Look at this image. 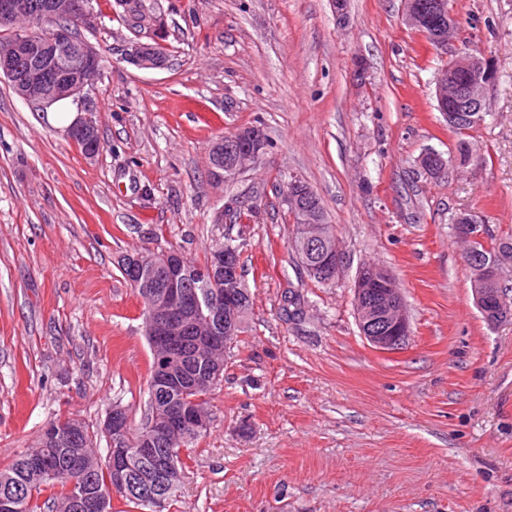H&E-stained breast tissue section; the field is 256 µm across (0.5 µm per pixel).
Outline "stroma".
Instances as JSON below:
<instances>
[{
	"instance_id": "1",
	"label": "stroma",
	"mask_w": 512,
	"mask_h": 512,
	"mask_svg": "<svg viewBox=\"0 0 512 512\" xmlns=\"http://www.w3.org/2000/svg\"><path fill=\"white\" fill-rule=\"evenodd\" d=\"M112 3L82 31L103 68L65 103L92 105L95 159L0 77V470L59 414L97 427L118 405L145 424L152 355L119 263L200 261L229 237L253 306L170 512H512V318L484 321L451 224L469 212L512 238V0H451L493 80L478 161L442 179L418 158L457 145L434 95L447 58L404 0H348L342 23L331 0H160L157 71L125 61ZM251 125L264 153L212 184V144ZM283 173L325 205L345 252L332 284L291 253ZM238 199L252 216L227 219ZM365 263L405 301L398 352L360 332Z\"/></svg>"
}]
</instances>
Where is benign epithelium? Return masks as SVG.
<instances>
[{
    "label": "benign epithelium",
    "instance_id": "7a95c632",
    "mask_svg": "<svg viewBox=\"0 0 512 512\" xmlns=\"http://www.w3.org/2000/svg\"><path fill=\"white\" fill-rule=\"evenodd\" d=\"M435 6L449 16L448 28L434 32L431 38L440 51L453 52L457 67L471 75L470 83L462 86L458 84L454 71L441 69L435 82L436 101L442 107L452 99L457 111L468 112V120L481 123L485 118L484 99L492 73L482 53H464L458 50L457 40L446 38V31L457 28V17L445 6V0H437ZM61 11L74 17L73 26L51 29L37 37L18 29L17 20L20 18L38 13L50 17ZM92 15L93 9L88 2L48 0L39 9L33 0H0V25L12 31L8 43L0 50V76L15 84L24 101L38 107L48 108L60 99L82 97L91 82V74L98 72L100 64L97 49L77 39V31L91 24ZM147 19L145 33L127 41L124 58L143 70L163 69L167 67L166 44L162 40L167 28L166 17L157 8L147 13ZM405 21L411 28L423 26L422 9L416 0H407ZM73 134L82 141L86 158L98 156L97 127L91 110L77 116L68 129V135ZM265 147L266 136L259 126L240 128L232 137L216 141L209 156L211 180L222 184L235 179L247 163L263 153ZM283 202L294 215L296 250L304 259V265L323 282H335L344 267V253L337 242L314 239L312 225L317 208L314 192L294 178L289 182ZM460 218L463 223L457 225L458 237L468 242L486 238L473 215L464 213ZM464 260L469 269L482 276V287L474 289L478 308L490 320L502 318L509 305L503 292L501 269L487 264V257L476 249L466 250ZM122 264L129 272V283L134 286L153 278L158 267L166 268L167 277L159 285L158 295L147 302L145 336L152 353L162 360L161 366L156 368L157 379L168 388L194 390L198 395L190 404L168 405L165 412L152 419L137 437L129 432L126 411L120 407L113 409L103 424L112 431V483L104 489L93 490L88 486L89 471L79 454L69 458L63 471L53 457L30 459L29 466L48 478L62 472L68 475L73 512H111L112 499L129 493L133 488L132 472L127 464L130 456L155 462L157 475L167 481L181 478V457L174 454L166 459L158 457L154 441L186 427L196 431L208 428L210 421L201 410L202 402L208 400L204 391L221 378V372L217 371L203 383L185 366L184 360L196 358L202 351L231 344L232 331L222 328V321L206 329L199 328L202 300L190 282L182 253L146 250L125 256ZM238 274L234 253L222 247L213 250L208 267L196 273V276L213 282L224 278V288L209 295L208 303L232 317L237 314L239 295L235 287ZM354 305L360 330L374 348L394 352L408 343L411 331L405 304L388 272L369 264L362 266L354 281ZM43 438L54 448H70L75 442L71 427L47 428L43 431ZM141 492L149 512H164L166 501L163 496L156 494L149 485L144 486Z\"/></svg>",
    "mask_w": 512,
    "mask_h": 512
}]
</instances>
